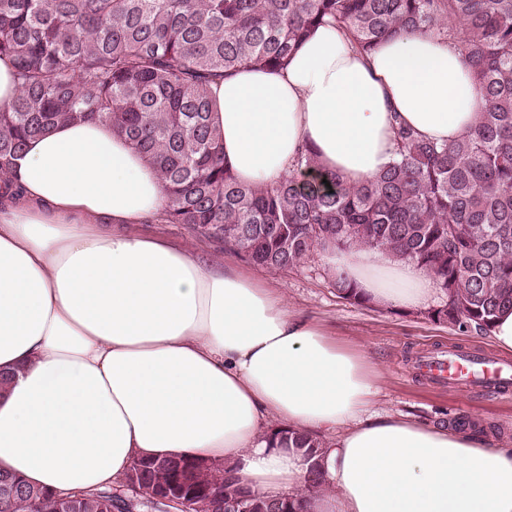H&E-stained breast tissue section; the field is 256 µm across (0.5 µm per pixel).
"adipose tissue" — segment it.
Instances as JSON below:
<instances>
[{
  "label": "adipose tissue",
  "mask_w": 512,
  "mask_h": 512,
  "mask_svg": "<svg viewBox=\"0 0 512 512\" xmlns=\"http://www.w3.org/2000/svg\"><path fill=\"white\" fill-rule=\"evenodd\" d=\"M224 164L271 185L311 148L323 171L375 178L401 120L452 143L480 95L458 47L428 34L360 53L331 26L288 65L244 67L210 85ZM16 200L0 203V471L54 491H94L139 457L223 463L273 498L303 495L310 468L277 430L333 435L334 489L305 512H512V448L389 417L364 354L238 268L141 232L164 221L146 158L103 122L62 124L18 157ZM334 275L378 306L423 309L432 274L360 247L327 251Z\"/></svg>",
  "instance_id": "adipose-tissue-1"
}]
</instances>
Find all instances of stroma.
Returning a JSON list of instances; mask_svg holds the SVG:
<instances>
[{"label":"stroma","mask_w":512,"mask_h":512,"mask_svg":"<svg viewBox=\"0 0 512 512\" xmlns=\"http://www.w3.org/2000/svg\"><path fill=\"white\" fill-rule=\"evenodd\" d=\"M159 232L172 241L203 250L216 265L231 263L250 272L279 292L288 306L324 325L332 336L366 355L378 383L376 411L402 415L433 426L454 428L458 418L488 426V440L512 448V396H490L466 390L441 388L414 370V361L425 350L455 346L469 352L493 351L490 336L432 322L424 311H401L355 306L339 298L334 276L322 255L288 271L258 267L217 242L194 234L179 224H162Z\"/></svg>","instance_id":"stroma-1"}]
</instances>
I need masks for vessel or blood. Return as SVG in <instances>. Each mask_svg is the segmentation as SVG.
<instances>
[{
	"instance_id": "vessel-or-blood-1",
	"label": "vessel or blood",
	"mask_w": 512,
	"mask_h": 512,
	"mask_svg": "<svg viewBox=\"0 0 512 512\" xmlns=\"http://www.w3.org/2000/svg\"><path fill=\"white\" fill-rule=\"evenodd\" d=\"M418 368L442 385L462 386L487 395L512 389V364L491 356L455 350L428 353L420 357Z\"/></svg>"
}]
</instances>
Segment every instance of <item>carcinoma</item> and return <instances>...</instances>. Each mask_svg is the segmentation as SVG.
Wrapping results in <instances>:
<instances>
[{
	"instance_id": "obj_1",
	"label": "carcinoma",
	"mask_w": 512,
	"mask_h": 512,
	"mask_svg": "<svg viewBox=\"0 0 512 512\" xmlns=\"http://www.w3.org/2000/svg\"><path fill=\"white\" fill-rule=\"evenodd\" d=\"M319 25L347 33L370 53L401 32H432L461 44L482 97L474 130L453 144L422 138L397 122L394 159L373 180L318 166L306 150L274 185L238 182L224 166L210 84L243 66L282 68ZM0 55L12 59L19 94L0 109V182L10 186L27 141L59 124L105 121L155 167L166 189L168 224L224 241L267 269L300 267L329 247H366L434 275L447 302L426 317L462 333H488L512 307V0H0ZM330 186H325V183ZM339 298L370 300L337 279ZM316 459L327 444L278 433ZM140 470L142 502L125 500V479L96 491H51L0 472L17 489L0 498L14 512H171L163 489L199 493L196 512H216L215 495L239 494L224 464L170 457ZM329 483L310 465L303 496L248 497L247 512H301L303 497Z\"/></svg>"
}]
</instances>
